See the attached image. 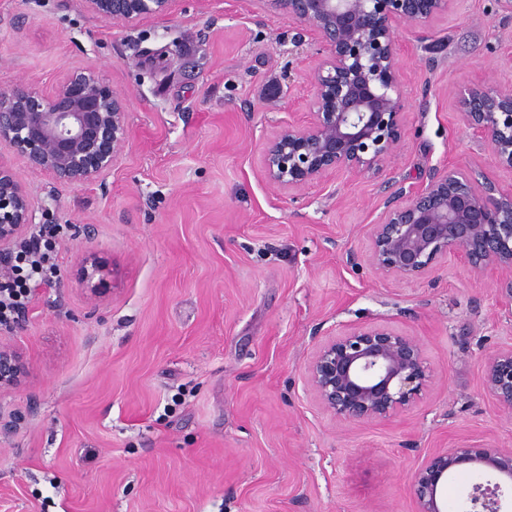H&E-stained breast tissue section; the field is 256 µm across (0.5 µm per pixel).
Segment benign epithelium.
<instances>
[{"label": "benign epithelium", "mask_w": 512, "mask_h": 512, "mask_svg": "<svg viewBox=\"0 0 512 512\" xmlns=\"http://www.w3.org/2000/svg\"><path fill=\"white\" fill-rule=\"evenodd\" d=\"M175 0H84L88 12L135 25L170 14ZM304 26L323 56L312 69L309 120L282 125L262 152L264 179L296 191L341 171H384L404 130L402 77L394 27L428 25L453 0H257ZM127 95L92 71L64 75L46 94L17 84L0 89V141L31 170L69 184L108 174L129 143ZM462 125L480 134L495 161L512 169V85L473 82L458 98ZM24 181L0 163V255L33 223ZM461 256L471 273L498 275L501 310L512 316V193L479 184L461 168L439 170L416 190L399 187L371 225L367 259L384 276L413 280ZM321 405L340 420L370 423L409 405L427 382L418 340L389 326L353 327L321 340L306 367ZM483 384L512 414V346L484 364ZM21 366L0 345V390L15 386ZM480 469L512 484V448H439L415 472L419 512H448L439 489L455 472ZM502 486L474 484L470 512H503Z\"/></svg>", "instance_id": "benign-epithelium-1"}]
</instances>
